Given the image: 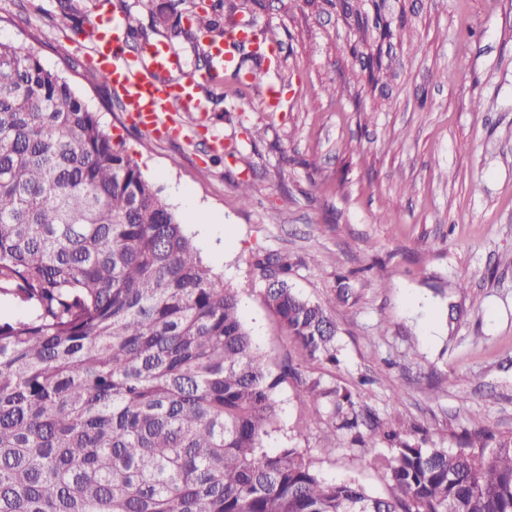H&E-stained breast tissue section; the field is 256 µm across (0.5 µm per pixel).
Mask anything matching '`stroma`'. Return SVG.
Masks as SVG:
<instances>
[{
	"mask_svg": "<svg viewBox=\"0 0 512 512\" xmlns=\"http://www.w3.org/2000/svg\"><path fill=\"white\" fill-rule=\"evenodd\" d=\"M416 23L385 44L393 74L372 88L354 77L358 39L317 0H224V23L275 34L266 83L278 111L229 77L202 83L205 112H184L186 135L159 140L133 124L97 77L90 49L60 26V0H0V40L25 42L63 70L104 131L124 139L143 175L180 216L201 206L206 228L186 231L205 263L239 290L243 321L273 362L297 357L262 285L252 251L288 255L291 282L336 325V364L305 371L358 390L402 437L458 447L472 414L512 435V0H406ZM77 20L124 10L150 42L180 60L169 79L205 72L186 38L153 29L144 0H70ZM66 46L68 60L57 48ZM222 139L223 152L212 151ZM256 191L241 204L236 184ZM352 275L356 302L336 298ZM465 313L448 324L449 303ZM278 426L266 446L302 448L329 480L386 494L385 475L340 435L298 431L310 400L295 380L277 390Z\"/></svg>",
	"mask_w": 512,
	"mask_h": 512,
	"instance_id": "obj_1",
	"label": "stroma"
}]
</instances>
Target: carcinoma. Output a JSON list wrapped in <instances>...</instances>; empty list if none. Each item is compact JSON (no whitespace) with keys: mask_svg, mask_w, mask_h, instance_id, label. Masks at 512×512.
<instances>
[{"mask_svg":"<svg viewBox=\"0 0 512 512\" xmlns=\"http://www.w3.org/2000/svg\"><path fill=\"white\" fill-rule=\"evenodd\" d=\"M182 0L145 7L177 37ZM359 42V79L387 69L394 0H336ZM200 17L224 35L221 10ZM253 84L264 79L261 58ZM264 301L303 362L334 364L336 326L289 283L280 254L252 253ZM0 295L27 316L0 321V512H512V436L472 418L460 448L400 439L359 394L271 369L239 314L238 289L203 263L185 225L121 140L102 128L34 47L0 41ZM304 386L302 429L387 453L389 491L329 482L299 448L266 449L279 385Z\"/></svg>","mask_w":512,"mask_h":512,"instance_id":"carcinoma-1","label":"carcinoma"}]
</instances>
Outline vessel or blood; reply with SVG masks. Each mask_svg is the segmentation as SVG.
<instances>
[{
	"label": "vessel or blood",
	"mask_w": 512,
	"mask_h": 512,
	"mask_svg": "<svg viewBox=\"0 0 512 512\" xmlns=\"http://www.w3.org/2000/svg\"><path fill=\"white\" fill-rule=\"evenodd\" d=\"M128 29V15L124 12L99 18L93 24L87 43L99 69L108 75L114 95L140 127L159 138L180 136L183 125L177 115L196 111L199 79L192 76L179 83L165 82V74L176 67L177 59L156 45L139 47L137 61H129L125 53ZM235 43L248 45L269 62L279 56L276 44L237 29L226 32L223 40L213 45L212 52L224 55Z\"/></svg>",
	"instance_id": "b4317fda"
}]
</instances>
